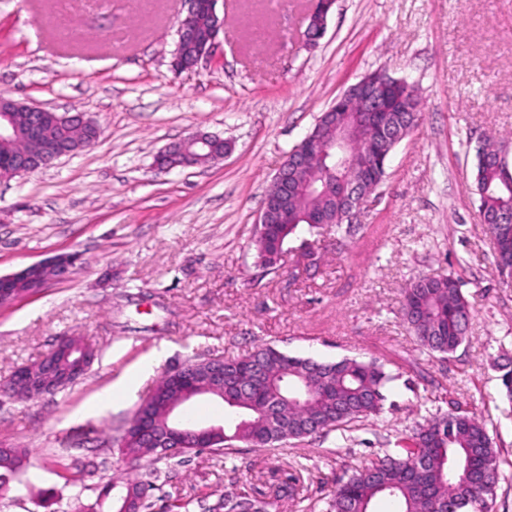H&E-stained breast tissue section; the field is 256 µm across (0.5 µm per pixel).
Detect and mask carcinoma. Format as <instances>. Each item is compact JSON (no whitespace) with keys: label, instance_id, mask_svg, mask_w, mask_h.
Instances as JSON below:
<instances>
[{"label":"carcinoma","instance_id":"obj_1","mask_svg":"<svg viewBox=\"0 0 512 512\" xmlns=\"http://www.w3.org/2000/svg\"><path fill=\"white\" fill-rule=\"evenodd\" d=\"M392 116L400 121V111L408 108L420 114L415 87L404 83L390 99ZM358 101L346 98L343 109L336 113V125L362 118ZM353 152L359 154L356 169H347L340 177L325 169L319 160L300 172L288 191V223L272 222L255 232L258 258L264 267L276 264L283 245L290 236L305 226L304 216L320 213L331 221L336 234L350 235L360 228L349 224L345 214L331 201L310 193L306 183L311 177L326 181L349 183L365 169L377 174L382 183L386 166H376L361 141ZM499 149L490 143L476 150L474 191L479 197V215L488 221L487 230L493 240L498 264L512 261V223L496 224L494 219L504 210L512 209V188L506 178L512 176L498 163ZM403 320L419 344L432 353L449 355L461 345L471 320V306L453 275L423 276L409 284L401 301ZM239 363V385L224 392V405L230 415L224 420L223 432L211 438L208 451L226 457L235 453L239 443L253 448L273 447L290 440L310 437V422L321 423L316 435L346 429L351 424L382 409L383 389L392 380L384 363L344 357L323 362L312 358L290 356L272 346L252 353L226 358L224 366ZM177 391L167 376H162L147 400L149 410L163 420L167 407ZM274 408L282 418V430L272 428L269 419L257 408ZM137 416H132L122 435L115 439L117 450L129 463L141 460L152 463L181 460L198 451L191 444L174 457L135 438ZM27 448H0V479L26 467ZM497 449L486 427L473 412L457 402L448 413L426 419L403 433L397 448L371 464L336 482L326 502V512H373L380 498L391 500L395 512H491L496 481ZM303 488L295 476L287 485L270 487L266 498L246 493L226 494L210 503L198 501L201 512H268L282 497L297 499ZM154 485L137 476L126 475L103 484L98 499H114L122 503L132 498L138 512L153 507Z\"/></svg>","mask_w":512,"mask_h":512}]
</instances>
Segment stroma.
<instances>
[{
    "mask_svg": "<svg viewBox=\"0 0 512 512\" xmlns=\"http://www.w3.org/2000/svg\"><path fill=\"white\" fill-rule=\"evenodd\" d=\"M224 37L192 71L171 66L184 0H0V94L101 128L92 146L0 180V275L59 254L70 276L0 307V382L63 336L98 356L73 386L35 401L0 394V448H30L0 512H69L95 502L127 464L112 438L155 382L189 360L261 346L336 361L377 357L393 376L382 413L350 431L266 452L142 463L154 498L217 499L300 476L309 502L395 448L405 429L458 402L498 451L494 512H512V285L500 280L473 191L476 148L512 152V0H336L315 49L309 0H223ZM384 70L418 90L423 119L394 149L359 232L301 230L276 270L259 265L254 228L290 150L349 85ZM202 132L233 146L223 161L155 168L166 146ZM454 275L472 307L443 357L404 324L419 276ZM166 356L121 384L153 351ZM112 404L99 407L103 394ZM82 462L64 481L59 457Z\"/></svg>",
    "mask_w": 512,
    "mask_h": 512,
    "instance_id": "1",
    "label": "stroma"
}]
</instances>
